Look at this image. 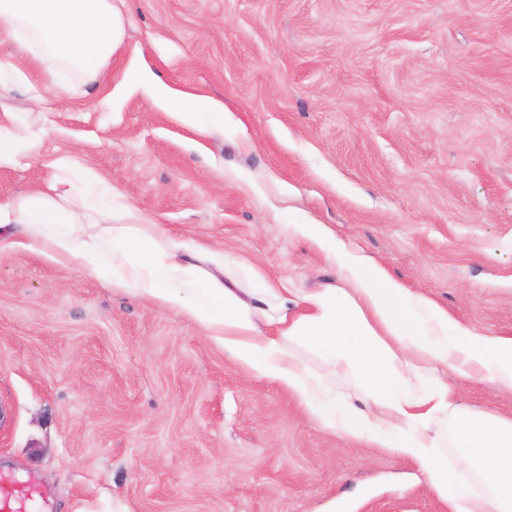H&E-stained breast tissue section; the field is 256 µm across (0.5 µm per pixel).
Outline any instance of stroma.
<instances>
[{"label":"stroma","instance_id":"35a3bbf8","mask_svg":"<svg viewBox=\"0 0 512 512\" xmlns=\"http://www.w3.org/2000/svg\"><path fill=\"white\" fill-rule=\"evenodd\" d=\"M114 79L149 67L223 105L199 136L130 84L111 108L65 71L0 93L39 151L0 198L69 157L177 239L296 303L337 268L310 217L449 318L512 337V0H126ZM0 473L46 512H448L418 466L322 430L182 314L15 247L0 252Z\"/></svg>","mask_w":512,"mask_h":512}]
</instances>
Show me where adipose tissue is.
<instances>
[{"label":"adipose tissue","mask_w":512,"mask_h":512,"mask_svg":"<svg viewBox=\"0 0 512 512\" xmlns=\"http://www.w3.org/2000/svg\"><path fill=\"white\" fill-rule=\"evenodd\" d=\"M125 20L115 0H0V41L25 53L28 69L0 60V78L25 79L66 68L112 102L109 66ZM133 81L178 121L206 133L226 115L210 100L173 90L149 72ZM48 189L0 200V249L25 239L28 249L96 275L107 286L183 313L253 378L290 394L319 426L367 440L418 464L426 486L449 512H512V417L463 406L456 381L512 393V337L484 336L449 320L434 301L404 288L382 266L347 251L323 225L303 219L293 234L335 261L339 286L281 302L250 304L224 275V255L144 232L147 219L100 175L57 159ZM126 221L109 223L114 211ZM350 378L358 403L337 401L310 364ZM448 379H427V366ZM456 453L470 469L460 476Z\"/></svg>","instance_id":"ef3b65f1"}]
</instances>
